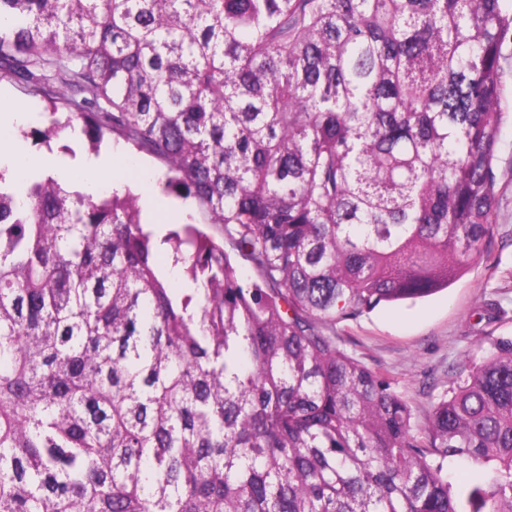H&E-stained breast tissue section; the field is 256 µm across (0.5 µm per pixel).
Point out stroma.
<instances>
[{"instance_id": "stroma-1", "label": "stroma", "mask_w": 512, "mask_h": 512, "mask_svg": "<svg viewBox=\"0 0 512 512\" xmlns=\"http://www.w3.org/2000/svg\"><path fill=\"white\" fill-rule=\"evenodd\" d=\"M47 105L39 83L0 70V109L30 111L13 132L18 158L45 172L54 163L74 167L82 158L111 154L113 165L127 177V188L139 198L155 199V221L162 230L173 229L178 221L202 222L203 215L192 200L163 193V161L137 152L121 136L107 135L95 148L80 132L67 129L50 143L36 142L32 131L45 127ZM500 140L494 165L498 202L492 234L470 269L446 290L413 302L380 306L357 319L323 328L349 355L393 379L422 424L446 393L463 356L481 359L496 338L512 336V113L505 116ZM490 300L503 309V316L490 325L478 323L477 310Z\"/></svg>"}]
</instances>
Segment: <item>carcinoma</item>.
I'll return each mask as SVG.
<instances>
[{"instance_id":"1","label":"carcinoma","mask_w":512,"mask_h":512,"mask_svg":"<svg viewBox=\"0 0 512 512\" xmlns=\"http://www.w3.org/2000/svg\"><path fill=\"white\" fill-rule=\"evenodd\" d=\"M506 0H0V65L210 233L0 172V512H512V337L426 424L323 324L491 234ZM255 279L240 278L234 256ZM477 472L448 482L445 462Z\"/></svg>"}]
</instances>
